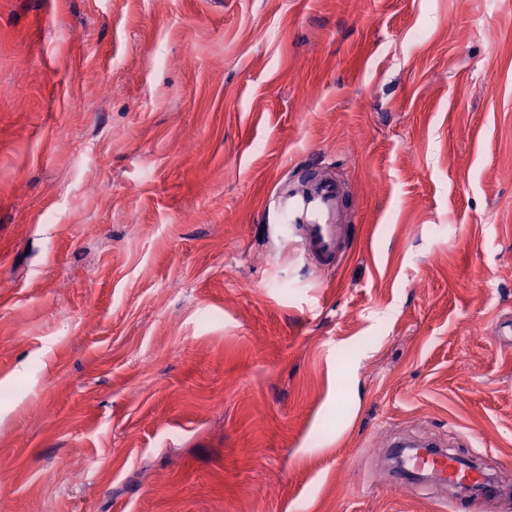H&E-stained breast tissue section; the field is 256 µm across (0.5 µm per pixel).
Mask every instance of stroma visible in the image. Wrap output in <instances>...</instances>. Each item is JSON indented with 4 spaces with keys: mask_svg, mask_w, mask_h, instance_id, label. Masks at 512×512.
Instances as JSON below:
<instances>
[{
    "mask_svg": "<svg viewBox=\"0 0 512 512\" xmlns=\"http://www.w3.org/2000/svg\"><path fill=\"white\" fill-rule=\"evenodd\" d=\"M510 316L512 0H0V512H512ZM340 202L341 193L336 181L314 180L302 190L289 191L279 197L275 224L289 236L301 237L313 263L329 267L347 249L344 226L334 220ZM407 465L419 469H438L446 477L448 481H461L467 478V473L457 469L451 458L447 455H415L409 459Z\"/></svg>",
    "mask_w": 512,
    "mask_h": 512,
    "instance_id": "obj_1",
    "label": "stroma"
}]
</instances>
